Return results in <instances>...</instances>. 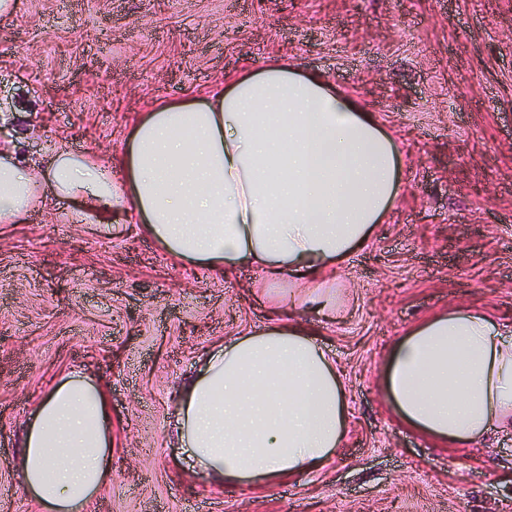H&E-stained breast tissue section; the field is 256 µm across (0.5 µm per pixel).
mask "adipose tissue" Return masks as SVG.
<instances>
[{
    "label": "adipose tissue",
    "instance_id": "ef3b65f1",
    "mask_svg": "<svg viewBox=\"0 0 512 512\" xmlns=\"http://www.w3.org/2000/svg\"><path fill=\"white\" fill-rule=\"evenodd\" d=\"M399 147L333 83L268 63L195 101L159 99L130 128L119 167L61 150L39 169L0 156V224L45 192L140 220L170 257L255 266L306 283L285 319L213 351L185 386L180 442L218 482H272L329 462L346 433L334 362L300 319L334 312L323 271L368 243L401 190ZM387 391L411 426L455 445L512 427V337L469 308L399 340ZM22 488L44 512H90L112 481L105 389L74 371L40 399L22 442Z\"/></svg>",
    "mask_w": 512,
    "mask_h": 512
}]
</instances>
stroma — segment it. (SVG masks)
Returning <instances> with one entry per match:
<instances>
[{
  "label": "stroma",
  "mask_w": 512,
  "mask_h": 512,
  "mask_svg": "<svg viewBox=\"0 0 512 512\" xmlns=\"http://www.w3.org/2000/svg\"><path fill=\"white\" fill-rule=\"evenodd\" d=\"M0 15V151L119 154L158 98L200 97L266 62L329 78L403 148L405 189L327 273L342 308L305 318L336 361L347 435L272 484L215 485L179 444L177 401L213 345L271 324L265 274L172 262L123 213L58 200L0 224V512H39L22 438L66 372L112 415L93 512H512V429L456 446L384 391L395 342L456 307L512 332V0H17Z\"/></svg>",
  "instance_id": "obj_1"
}]
</instances>
